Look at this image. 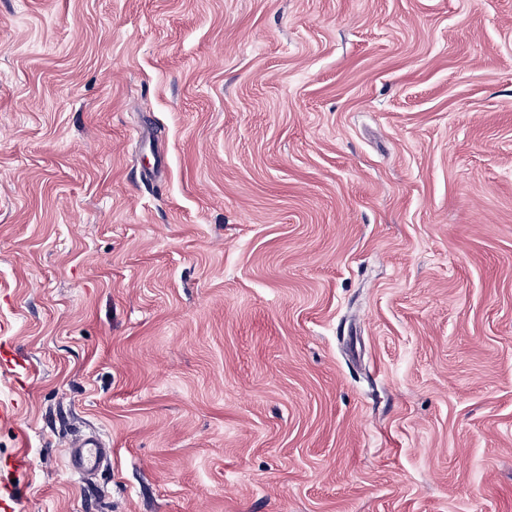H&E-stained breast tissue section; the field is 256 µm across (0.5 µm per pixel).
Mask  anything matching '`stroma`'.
<instances>
[{
  "label": "stroma",
  "instance_id": "obj_1",
  "mask_svg": "<svg viewBox=\"0 0 512 512\" xmlns=\"http://www.w3.org/2000/svg\"><path fill=\"white\" fill-rule=\"evenodd\" d=\"M2 346L0 512H512V0H0ZM112 448L104 437L89 432L77 438L68 448L67 466L84 483L93 481L109 464Z\"/></svg>",
  "mask_w": 512,
  "mask_h": 512
}]
</instances>
